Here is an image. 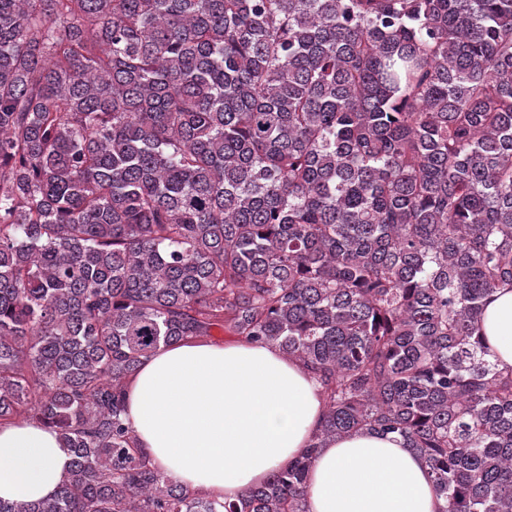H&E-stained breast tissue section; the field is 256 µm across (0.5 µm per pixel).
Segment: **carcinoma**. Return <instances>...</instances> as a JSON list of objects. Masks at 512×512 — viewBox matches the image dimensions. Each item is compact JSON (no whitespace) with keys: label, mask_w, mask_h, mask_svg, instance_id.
I'll return each mask as SVG.
<instances>
[{"label":"carcinoma","mask_w":512,"mask_h":512,"mask_svg":"<svg viewBox=\"0 0 512 512\" xmlns=\"http://www.w3.org/2000/svg\"><path fill=\"white\" fill-rule=\"evenodd\" d=\"M512 0H0V424L72 450L0 512H307L319 449L419 454L444 512H512ZM268 344L321 428L235 501L124 420L143 359ZM481 333L500 369L512 367V291L498 292L487 303Z\"/></svg>","instance_id":"obj_1"}]
</instances>
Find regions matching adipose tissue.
I'll use <instances>...</instances> for the list:
<instances>
[{"mask_svg": "<svg viewBox=\"0 0 512 512\" xmlns=\"http://www.w3.org/2000/svg\"><path fill=\"white\" fill-rule=\"evenodd\" d=\"M500 368L512 367V291L481 323ZM317 380L279 350L246 340H188L145 359L126 418L137 443L192 490L233 500L288 465L320 429ZM71 452L32 420L0 425V499L35 502L67 478ZM309 512H443L424 460L401 439L363 432L320 449L307 477Z\"/></svg>", "mask_w": 512, "mask_h": 512, "instance_id": "ef3b65f1", "label": "adipose tissue"}]
</instances>
